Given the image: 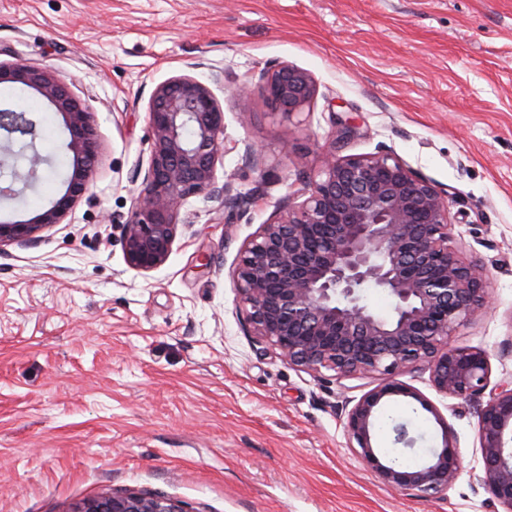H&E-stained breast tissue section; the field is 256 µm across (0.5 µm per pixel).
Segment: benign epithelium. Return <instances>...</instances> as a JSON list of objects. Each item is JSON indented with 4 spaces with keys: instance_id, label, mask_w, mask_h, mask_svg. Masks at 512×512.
Wrapping results in <instances>:
<instances>
[{
    "instance_id": "benign-epithelium-1",
    "label": "benign epithelium",
    "mask_w": 512,
    "mask_h": 512,
    "mask_svg": "<svg viewBox=\"0 0 512 512\" xmlns=\"http://www.w3.org/2000/svg\"><path fill=\"white\" fill-rule=\"evenodd\" d=\"M30 90L62 117L69 134L72 171L65 190L29 221L0 220V247L28 241L60 220L87 188L98 142L89 112L66 83L45 67L0 61V85ZM281 112H299L316 94L311 74L287 62L264 68L252 89ZM152 148L142 190L125 225L129 266L150 272L173 250L179 209L191 197L224 195L232 214L255 192L234 190L232 178L216 185L224 159V109L211 87L189 75L154 88L148 105ZM37 123L25 110L0 108V198L15 199L39 182L48 157L36 146ZM26 149V165L10 163L14 146ZM445 193L399 159L380 152L321 157L319 179L306 197L276 221L260 225L246 241L233 270L237 300L251 335L270 343L288 361L314 375H373L379 383L344 412L349 448L380 482L397 491L446 494L462 460L446 423L416 389L398 379L408 368L429 372L435 390L467 400L488 389L491 368L482 349L454 346L457 330L488 306V275L477 259L451 245ZM376 288L392 301L387 317L365 300ZM394 399L416 403L441 429L440 444L414 468L383 456L375 423ZM482 487L512 512V383L491 390L477 421ZM76 512H186L157 493L115 492L82 504Z\"/></svg>"
}]
</instances>
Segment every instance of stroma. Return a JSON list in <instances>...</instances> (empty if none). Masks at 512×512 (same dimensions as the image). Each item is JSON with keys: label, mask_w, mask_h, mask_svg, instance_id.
Instances as JSON below:
<instances>
[{"label": "stroma", "mask_w": 512, "mask_h": 512, "mask_svg": "<svg viewBox=\"0 0 512 512\" xmlns=\"http://www.w3.org/2000/svg\"><path fill=\"white\" fill-rule=\"evenodd\" d=\"M0 60L50 68L90 112L87 191L37 240L0 247V512H75L109 492L160 493L185 512H499L478 481L485 397L400 381L437 409L387 407L420 462L447 421L462 470L447 496L383 485L347 447L341 407L373 376H314L248 336L230 273L261 224L296 201L321 155L390 153L447 192L455 241L486 267L489 308L452 342L512 378V0H0ZM308 70L302 112L239 85L269 62ZM224 109L218 179L256 200L189 198L173 251L142 272L124 226L151 150L155 86L189 74ZM38 148L58 165L0 219L27 220L71 166L51 115Z\"/></svg>", "instance_id": "stroma-1"}]
</instances>
